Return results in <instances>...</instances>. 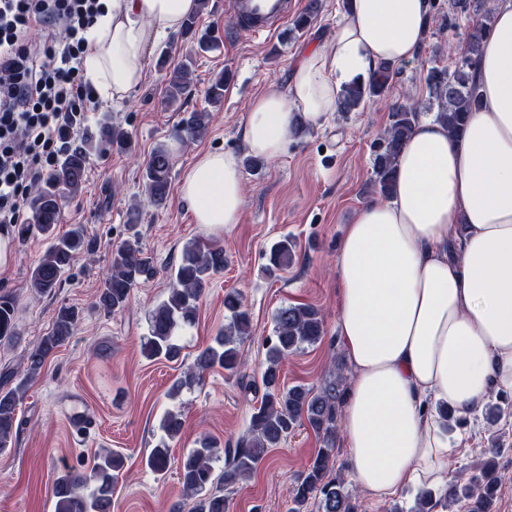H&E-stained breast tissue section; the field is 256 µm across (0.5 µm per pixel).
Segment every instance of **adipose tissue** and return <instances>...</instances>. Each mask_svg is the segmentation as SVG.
<instances>
[{
    "instance_id": "1",
    "label": "adipose tissue",
    "mask_w": 512,
    "mask_h": 512,
    "mask_svg": "<svg viewBox=\"0 0 512 512\" xmlns=\"http://www.w3.org/2000/svg\"><path fill=\"white\" fill-rule=\"evenodd\" d=\"M198 0H105L88 34L85 75L97 97L123 98L153 45L178 33ZM428 0H349L328 44L306 50L286 89L249 104L250 154L278 157L296 120L322 125L344 86L414 59ZM482 107L461 137L420 120L389 198L361 207L336 255L338 328L353 377L343 411L348 469L381 501L408 486H448V436L435 412L474 416L512 390V0H498L478 72ZM243 170L206 151L179 192L196 223H237Z\"/></svg>"
}]
</instances>
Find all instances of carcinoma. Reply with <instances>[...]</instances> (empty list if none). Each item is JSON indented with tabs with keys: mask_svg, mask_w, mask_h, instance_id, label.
Listing matches in <instances>:
<instances>
[{
	"mask_svg": "<svg viewBox=\"0 0 512 512\" xmlns=\"http://www.w3.org/2000/svg\"><path fill=\"white\" fill-rule=\"evenodd\" d=\"M479 16L480 24L470 28L459 48L454 67L432 64L426 69L425 83L429 105L437 107L436 118L448 126V132L459 135L473 112L480 107L476 75L482 54L491 33L492 16L487 0H448V10L436 15L437 33L458 26L461 17ZM192 61L165 72L166 94L169 104H175L193 81ZM396 70L388 65L362 83L346 86L340 94L338 111L353 112L369 100L385 96ZM226 80L220 75L207 91V101L213 106L224 99ZM209 112H192L182 119V129L190 136L205 131ZM421 107L415 103L396 102L390 108L389 123L383 135L374 144V193L389 197L394 189L397 159L401 148L421 119ZM104 144L123 149L128 145V134L110 120H104L97 136H89L66 151L64 157L49 174L45 185L30 198L29 223L20 225L18 234L26 237L39 234L51 240V245L30 271L33 292L49 294L63 276L92 243L84 230L76 225L59 235L63 192L76 194L83 186L87 162L91 153ZM172 160L167 146L161 144L151 153L143 174L147 200L155 206L166 203L170 191ZM298 260L296 242L285 236L270 249L265 270L272 274L285 270ZM227 263L224 248L217 243H194L184 248L181 260L172 269L171 283L166 299L157 304L148 316V336L143 352L149 358L174 359L180 354L176 343L179 329L194 323L199 303L214 275L222 272ZM153 274V262L142 250L138 235L124 240L112 250L111 274L99 294L98 304L105 312L116 315L129 304L131 292ZM224 309L230 321L196 360L197 376L219 366L235 374L241 365L237 341L252 332L251 317L239 294L224 296ZM78 321V312L62 306L56 312L52 330L30 349L24 357L27 376L41 370L45 360L72 335ZM16 335L15 301L9 294H0V343L11 342ZM325 336L322 312L309 305H289L280 308L274 318L273 335L266 338L265 369L262 374L264 394L252 415L249 432L235 446H225L228 463L224 471L215 474L212 466L216 443L204 439L199 447L188 453L180 463V481L185 497L191 501L188 512H225L224 485L234 484L250 477L262 462L267 449L276 447L297 429L308 426L322 439L323 448L316 455L308 472L293 488L287 512H307L310 502H316L318 512H358L352 503V494L344 483L328 478L327 471L336 447L337 410L344 397L343 377H331L316 391L304 386L283 389L280 372L283 360L304 345H314ZM17 371L0 369V449L16 439L19 422L16 408L23 397L26 380L15 381ZM183 428L180 413L169 411L161 423L164 436L151 449L147 464L155 472L164 473L170 461L169 441ZM500 449L474 466L467 479L455 478L448 482L442 494L431 488L418 489L412 504L395 502L387 512H436L437 508L450 512H494L493 505L501 481L496 456ZM121 456L114 452L102 453L90 474L70 470L57 477L52 494L54 512H112V495L118 481Z\"/></svg>",
	"mask_w": 512,
	"mask_h": 512,
	"instance_id": "1",
	"label": "carcinoma"
}]
</instances>
